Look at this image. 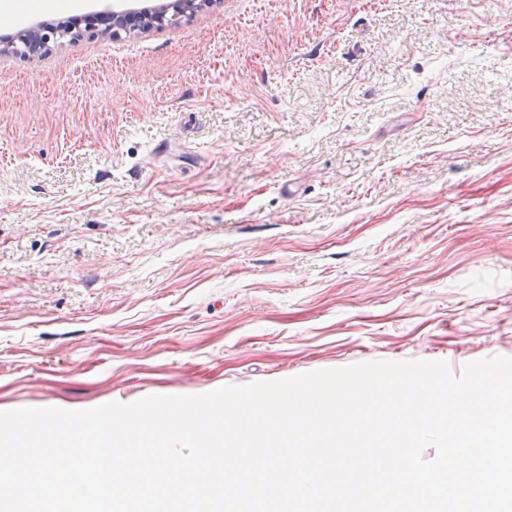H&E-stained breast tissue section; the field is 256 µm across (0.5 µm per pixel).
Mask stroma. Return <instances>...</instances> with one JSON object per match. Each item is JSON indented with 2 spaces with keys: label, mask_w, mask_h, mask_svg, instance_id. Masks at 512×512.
Wrapping results in <instances>:
<instances>
[{
  "label": "stroma",
  "mask_w": 512,
  "mask_h": 512,
  "mask_svg": "<svg viewBox=\"0 0 512 512\" xmlns=\"http://www.w3.org/2000/svg\"><path fill=\"white\" fill-rule=\"evenodd\" d=\"M0 411L512 357V0H215L14 54Z\"/></svg>",
  "instance_id": "stroma-1"
}]
</instances>
